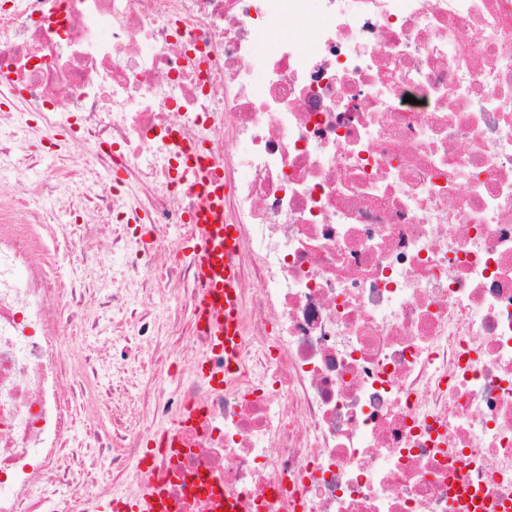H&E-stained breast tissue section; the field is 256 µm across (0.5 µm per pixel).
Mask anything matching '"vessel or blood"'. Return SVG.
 <instances>
[{
    "label": "vessel or blood",
    "mask_w": 512,
    "mask_h": 512,
    "mask_svg": "<svg viewBox=\"0 0 512 512\" xmlns=\"http://www.w3.org/2000/svg\"><path fill=\"white\" fill-rule=\"evenodd\" d=\"M195 192L199 203L195 211L194 257L204 283L196 296V307L212 349L224 357L223 371L209 374L211 382L220 385L225 374L236 368L242 345L238 317L240 270L236 261L240 236L237 225L224 221L221 189L202 181ZM168 507V497L159 486L122 505L124 512H167Z\"/></svg>",
    "instance_id": "obj_1"
}]
</instances>
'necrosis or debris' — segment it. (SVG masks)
Listing matches in <instances>:
<instances>
[{
  "mask_svg": "<svg viewBox=\"0 0 512 512\" xmlns=\"http://www.w3.org/2000/svg\"><path fill=\"white\" fill-rule=\"evenodd\" d=\"M285 16L309 36L258 57ZM204 171L242 229L220 386L173 357L224 367L181 247ZM102 298L121 346L77 347ZM153 484L512 512V0H0V512Z\"/></svg>",
  "mask_w": 512,
  "mask_h": 512,
  "instance_id": "4bbe7bcc",
  "label": "necrosis or debris"
}]
</instances>
